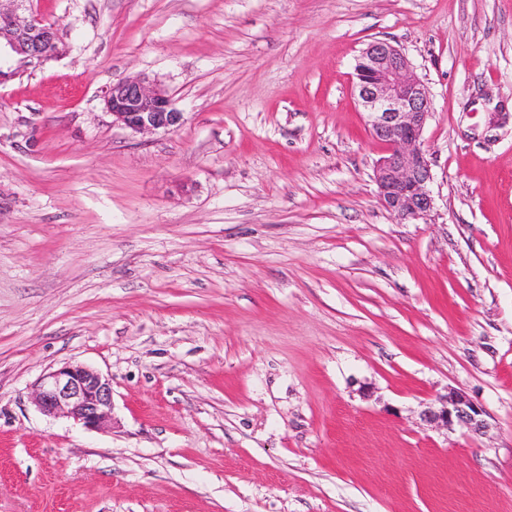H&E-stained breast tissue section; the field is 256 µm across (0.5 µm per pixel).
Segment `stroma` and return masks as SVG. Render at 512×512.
<instances>
[{"label":"stroma","mask_w":512,"mask_h":512,"mask_svg":"<svg viewBox=\"0 0 512 512\" xmlns=\"http://www.w3.org/2000/svg\"><path fill=\"white\" fill-rule=\"evenodd\" d=\"M31 7L59 53L0 84V512H512V0ZM377 39L430 92L424 220L378 202ZM127 76L182 123L113 127ZM66 362L111 427L33 404ZM451 387L487 435L420 425Z\"/></svg>","instance_id":"1"}]
</instances>
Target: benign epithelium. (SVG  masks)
I'll use <instances>...</instances> for the list:
<instances>
[{
    "mask_svg": "<svg viewBox=\"0 0 512 512\" xmlns=\"http://www.w3.org/2000/svg\"><path fill=\"white\" fill-rule=\"evenodd\" d=\"M19 2L0 0V51L17 58L16 67H0V83L58 52L55 26L33 12L20 15ZM354 71L357 101L373 138L385 145L374 167L379 202L401 222L424 219L434 208L429 189L432 168L422 140L431 116L427 87L413 75L401 50L386 40L370 42L356 59ZM104 104L112 125L133 134L167 131L182 121L166 91L141 78L112 84ZM33 401L42 413L62 414L87 429L98 430L112 422L110 380L82 364L65 363L44 373L35 385ZM419 417L425 425L448 432L460 428L479 436L489 430L485 411L454 388L424 406Z\"/></svg>",
    "mask_w": 512,
    "mask_h": 512,
    "instance_id": "obj_1",
    "label": "benign epithelium"
}]
</instances>
